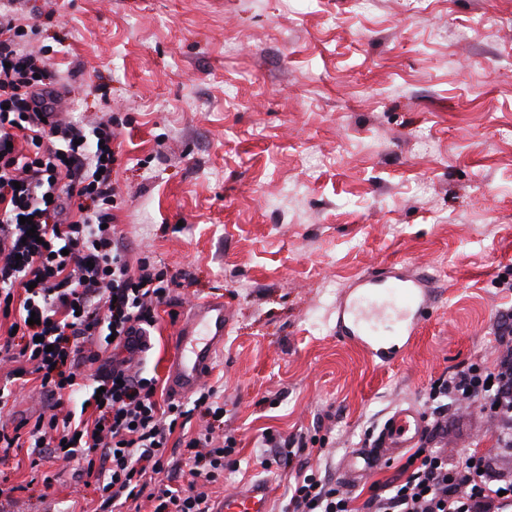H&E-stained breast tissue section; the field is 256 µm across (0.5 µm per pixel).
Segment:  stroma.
Returning <instances> with one entry per match:
<instances>
[{
  "instance_id": "35a3bbf8",
  "label": "stroma",
  "mask_w": 512,
  "mask_h": 512,
  "mask_svg": "<svg viewBox=\"0 0 512 512\" xmlns=\"http://www.w3.org/2000/svg\"><path fill=\"white\" fill-rule=\"evenodd\" d=\"M30 48L70 93L62 114L113 119L112 214L129 260L177 279L133 362L163 366L190 304L224 303V348L204 380L235 437L220 499L264 478L284 512L294 468L260 448L302 443L308 470L344 458L430 384L490 360L512 289V0H14ZM493 14L494 25L479 20ZM439 291L420 332L371 358L336 333V305L386 267ZM455 460L495 446L479 407L448 413ZM0 471L24 492L0 512H95L76 463Z\"/></svg>"
}]
</instances>
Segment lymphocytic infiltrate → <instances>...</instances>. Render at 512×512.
I'll return each mask as SVG.
<instances>
[{"label": "lymphocytic infiltrate", "mask_w": 512, "mask_h": 512, "mask_svg": "<svg viewBox=\"0 0 512 512\" xmlns=\"http://www.w3.org/2000/svg\"><path fill=\"white\" fill-rule=\"evenodd\" d=\"M25 30L0 9V365L34 377L57 404L80 398L88 417L69 411L39 417L32 428L0 425V459L32 448L44 486L41 456L79 460L101 512L140 498L154 512H210L209 488L224 476L234 437L215 445L206 434L177 433L183 403L159 404L157 380L125 359L135 336L154 328L172 281L128 246L113 225L117 198L112 122L92 126L58 117L61 93L43 52L26 49ZM36 227L28 236L21 218ZM37 323H30V316ZM112 337L111 349L98 337ZM492 361L461 365L435 380L421 443L406 468L364 502V512H512V479L499 468L512 456V311L496 326ZM101 396L87 395L88 385ZM480 404L493 424L495 448L454 461L444 439L448 411ZM185 456L186 485L164 483L169 443ZM343 485L298 472L285 512H352Z\"/></svg>", "instance_id": "obj_1"}]
</instances>
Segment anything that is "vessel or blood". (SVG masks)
<instances>
[{"instance_id":"1","label":"vessel or blood","mask_w":512,"mask_h":512,"mask_svg":"<svg viewBox=\"0 0 512 512\" xmlns=\"http://www.w3.org/2000/svg\"><path fill=\"white\" fill-rule=\"evenodd\" d=\"M436 286L428 275L410 277L383 273L362 277L353 293L339 304L337 332L359 341L374 357L388 361L392 348L375 327L388 311L404 318L402 332L412 335L431 307ZM224 304L208 301L193 306L173 341V353L166 364L170 389L179 396L190 394L207 375L224 341ZM424 422L412 408L398 409L383 425L374 446L351 451L340 468L342 480L354 482L366 477L382 459L394 456L416 443ZM212 512H273L272 487L265 480H250L215 502Z\"/></svg>"}]
</instances>
